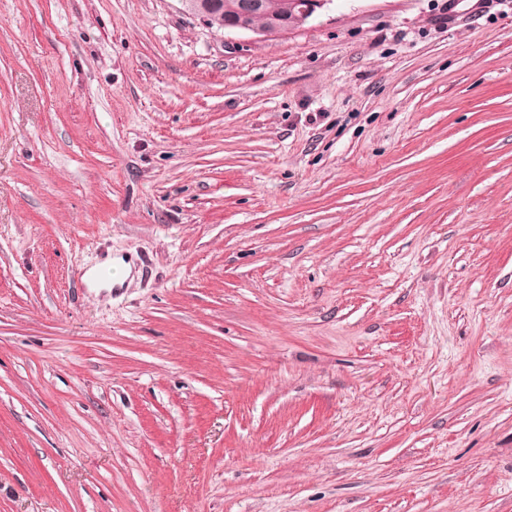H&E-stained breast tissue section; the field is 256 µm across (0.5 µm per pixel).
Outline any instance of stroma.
<instances>
[{"label": "stroma", "instance_id": "35a3bbf8", "mask_svg": "<svg viewBox=\"0 0 512 512\" xmlns=\"http://www.w3.org/2000/svg\"><path fill=\"white\" fill-rule=\"evenodd\" d=\"M0 512H512V0H0ZM204 2H209L212 28L223 30L231 26L232 29L249 31L265 37L288 34V32L302 27L306 21V16L309 14L313 16L325 5L327 0H309L306 7L301 9V15L298 10V2H304L302 0H259L258 11L249 18V22L255 27L245 22L234 25L240 20L239 7L242 0H205ZM297 16L296 23H292ZM271 21L280 23L288 21V25L277 23L267 25Z\"/></svg>", "mask_w": 512, "mask_h": 512}]
</instances>
